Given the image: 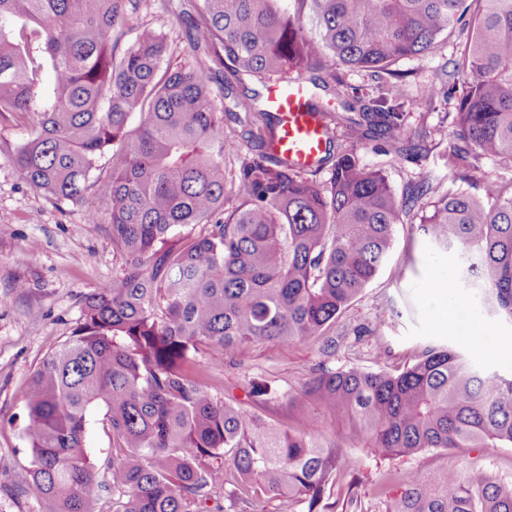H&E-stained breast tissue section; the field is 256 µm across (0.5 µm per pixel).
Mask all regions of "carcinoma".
Masks as SVG:
<instances>
[{"label":"carcinoma","mask_w":512,"mask_h":512,"mask_svg":"<svg viewBox=\"0 0 512 512\" xmlns=\"http://www.w3.org/2000/svg\"><path fill=\"white\" fill-rule=\"evenodd\" d=\"M140 2L0 0V125L28 124L13 162L56 205L103 204L86 221L105 225L125 260L84 296L79 326L29 380L24 492L48 512H96L102 485L83 444L95 407L112 430L114 512H199L226 484L232 505L258 489L336 512L351 449L512 446V378L480 373L440 341L394 373L319 362L306 395L346 430L336 438L267 424L185 370L210 350L240 365L258 344L321 340L406 217L433 247L460 250L465 284L512 322V189L486 181L478 194L424 203L432 186L421 184L399 197L335 136L339 124L357 145L400 154L414 104L404 85L351 94L340 70L388 75L461 24L468 47L445 72L462 74L447 90L458 94L448 163L512 164V0H187L192 65L174 59L168 33L145 30L122 47ZM296 81L342 108L332 119L309 100L326 134L309 170L267 151L279 120L255 89ZM226 115L242 131H225ZM327 164L324 185L315 174ZM407 485L387 512H512L509 480L445 470Z\"/></svg>","instance_id":"cac0c4a2"}]
</instances>
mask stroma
<instances>
[{
    "mask_svg": "<svg viewBox=\"0 0 512 512\" xmlns=\"http://www.w3.org/2000/svg\"><path fill=\"white\" fill-rule=\"evenodd\" d=\"M180 9L178 0H143L138 24L153 31L183 32L177 17ZM466 42V31L458 29L442 39L433 54L396 62L394 68L402 73L409 95L421 100L438 82L441 69L461 55ZM454 114L446 97L427 104L421 101L407 115L411 151L388 154L371 141L359 147L358 155L364 164L382 171L400 195L423 180L438 194L475 193L483 178L511 185L512 166L489 159L479 160L466 173L449 168ZM25 136V125L0 126V512H47L43 502L23 491L29 456L22 391L47 351L71 335L84 295L111 280L122 265L103 225L85 221L95 200L56 206L24 182L4 148L19 145ZM461 264L457 251L433 253L410 225H397L395 244L383 267L331 328V348L317 342L258 345L245 352L243 366L226 365L215 353L196 357L186 369L213 385L218 396L237 401L268 422L325 432L333 429L330 420L302 396L313 368L322 360L337 369L360 366L392 372L411 364L416 346L434 337L466 354L482 373L511 377L512 357L474 350L465 337L440 329L435 313L425 304L433 282L444 280L459 318L494 336L497 343L512 342V324L483 309L475 290L460 279ZM393 306L400 318L379 323V312ZM250 380L270 385L274 396L268 400L249 396L244 385ZM103 417V409L90 411L84 448L104 484L102 512H112L108 485L112 434ZM357 458L355 481L341 479L336 495L358 496L363 512H386L390 497L400 493L407 475L414 472L429 478L448 468L512 479V447L430 450L407 457L364 451ZM387 472L393 479L385 493H378L379 479Z\"/></svg>",
    "mask_w": 512,
    "mask_h": 512,
    "instance_id": "35a3bbf8",
    "label": "stroma"
}]
</instances>
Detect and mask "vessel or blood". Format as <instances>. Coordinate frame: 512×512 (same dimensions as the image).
<instances>
[{"label":"vessel or blood","instance_id":"1","mask_svg":"<svg viewBox=\"0 0 512 512\" xmlns=\"http://www.w3.org/2000/svg\"><path fill=\"white\" fill-rule=\"evenodd\" d=\"M307 96L301 83L285 90L273 88L269 95L271 107L281 118L280 136L271 150L299 168L314 166L325 147L320 122L306 108Z\"/></svg>","mask_w":512,"mask_h":512}]
</instances>
